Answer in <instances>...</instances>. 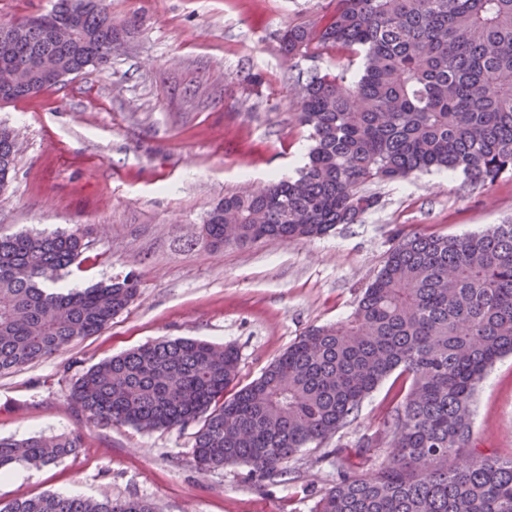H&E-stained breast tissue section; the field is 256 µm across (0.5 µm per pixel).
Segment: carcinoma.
Returning <instances> with one entry per match:
<instances>
[{"label": "carcinoma", "instance_id": "cac0c4a2", "mask_svg": "<svg viewBox=\"0 0 512 512\" xmlns=\"http://www.w3.org/2000/svg\"><path fill=\"white\" fill-rule=\"evenodd\" d=\"M320 22L288 26V60L347 53L335 75L297 82V119L313 145L298 176L226 195L192 246L321 237L378 204L367 182L459 172L471 185L512 174V0H330ZM0 67L14 84L0 106L54 84L41 69L105 70L134 24L109 0H54L5 23ZM359 72L349 73L356 58ZM14 132L0 126V191L15 170ZM88 248L79 230L0 236V373L46 359L104 330L134 302L139 275L63 291ZM512 355V221L464 236L418 231L388 252L351 315L298 337L252 382L239 354L198 339L140 346L88 369L71 400L95 424L143 430L199 425L206 473L239 463L269 480L302 449L348 427L394 371L408 384L389 419L386 457L320 494L313 512H512V458L472 447L477 384ZM82 447L77 433L0 439V469L45 467ZM0 512H155L145 501L47 493Z\"/></svg>", "mask_w": 512, "mask_h": 512}]
</instances>
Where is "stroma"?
<instances>
[{
    "label": "stroma",
    "mask_w": 512,
    "mask_h": 512,
    "mask_svg": "<svg viewBox=\"0 0 512 512\" xmlns=\"http://www.w3.org/2000/svg\"><path fill=\"white\" fill-rule=\"evenodd\" d=\"M134 19L108 71L0 107L20 137L0 192V233L82 230L67 285L133 271L140 294L99 335L0 375V438L82 435L75 456L0 480V504L45 493L153 503L156 512H311L339 472H369L388 446L382 424L398 386L385 379L350 426L284 463L282 482L240 464L200 473L194 426L142 431L96 425L70 401L73 382L114 355L165 338L234 345L249 383L313 326L346 320L398 237L460 236L512 219V177L473 187L434 172L367 184L380 202L328 235L220 252L192 247L224 194L295 176L309 131L279 37L327 15L329 0H111ZM474 440L512 456V356L474 398ZM373 446L360 453L358 443Z\"/></svg>",
    "instance_id": "35a3bbf8"
}]
</instances>
